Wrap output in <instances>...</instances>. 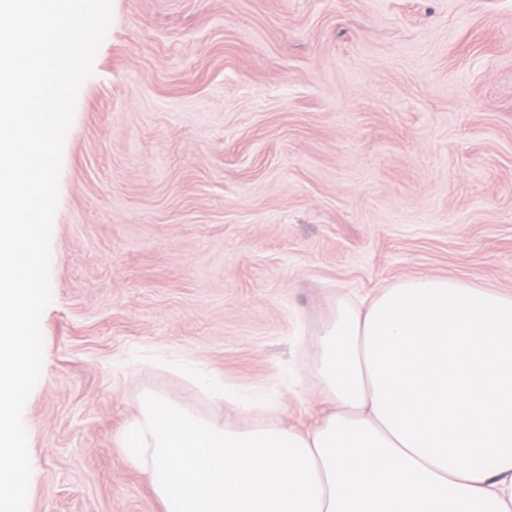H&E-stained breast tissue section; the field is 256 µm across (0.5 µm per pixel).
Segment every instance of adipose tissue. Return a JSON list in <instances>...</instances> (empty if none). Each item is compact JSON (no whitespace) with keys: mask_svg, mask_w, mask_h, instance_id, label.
<instances>
[{"mask_svg":"<svg viewBox=\"0 0 512 512\" xmlns=\"http://www.w3.org/2000/svg\"><path fill=\"white\" fill-rule=\"evenodd\" d=\"M328 409L308 429L223 379L213 398L245 428L148 391L122 451L164 512H512V292L409 277L318 333Z\"/></svg>","mask_w":512,"mask_h":512,"instance_id":"obj_1","label":"adipose tissue"}]
</instances>
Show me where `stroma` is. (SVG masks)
Wrapping results in <instances>:
<instances>
[{
	"label": "stroma",
	"mask_w": 512,
	"mask_h": 512,
	"mask_svg": "<svg viewBox=\"0 0 512 512\" xmlns=\"http://www.w3.org/2000/svg\"><path fill=\"white\" fill-rule=\"evenodd\" d=\"M64 142L26 512H163L120 436L180 371L324 404L336 293L512 292V0H112Z\"/></svg>",
	"instance_id": "1"
}]
</instances>
